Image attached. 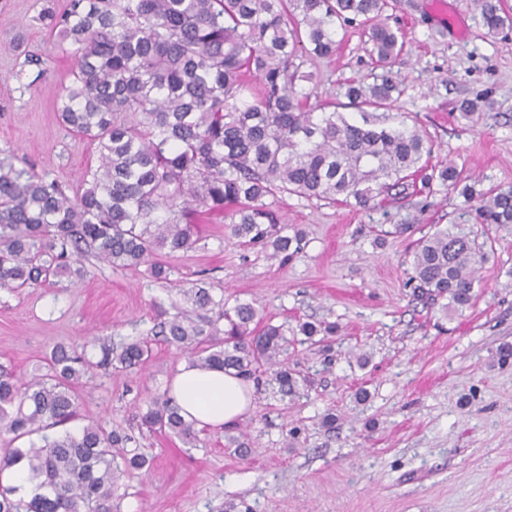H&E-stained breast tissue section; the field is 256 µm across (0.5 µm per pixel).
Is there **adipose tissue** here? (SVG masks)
<instances>
[{
    "label": "adipose tissue",
    "instance_id": "1",
    "mask_svg": "<svg viewBox=\"0 0 512 512\" xmlns=\"http://www.w3.org/2000/svg\"><path fill=\"white\" fill-rule=\"evenodd\" d=\"M181 415L197 428L217 430L237 424L248 413L251 388L233 371L182 362L169 383Z\"/></svg>",
    "mask_w": 512,
    "mask_h": 512
}]
</instances>
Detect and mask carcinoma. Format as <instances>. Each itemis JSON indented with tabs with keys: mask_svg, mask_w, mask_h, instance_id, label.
Instances as JSON below:
<instances>
[{
	"mask_svg": "<svg viewBox=\"0 0 512 512\" xmlns=\"http://www.w3.org/2000/svg\"><path fill=\"white\" fill-rule=\"evenodd\" d=\"M495 34L512 26L501 0H474ZM390 0H65L37 20L71 55L72 80L57 92L60 122L86 136L99 154L86 188L69 195L31 169L0 159V288H36L80 273L88 252L112 267L150 266L157 280L169 267L159 253L193 245L199 209H231V234L270 250L283 264L304 248L303 232L286 226L264 202L277 193L370 209L384 191L418 176L433 189L457 186L450 164L431 166L432 141L418 129L384 126L400 94L383 75L348 85L345 96L362 121L311 106L305 63L336 53L337 26L368 33L375 62L392 65L404 42L386 15ZM475 219L412 241L406 285L445 308L471 304L482 265L496 252L492 231L512 226V187L481 195ZM189 308L161 322L156 335L201 366L232 369L246 379L269 375L277 393L301 397L309 380L288 361L283 327L263 320L254 302L224 307L205 283L184 290ZM310 340L337 332L303 323ZM93 363L58 344L48 372L25 383L0 367V473L24 463L37 493L0 483V512H116V474L150 460L126 448L131 438L89 422L77 433L49 435L78 416L77 386L93 367L139 371L152 355L144 338L112 345L97 336ZM150 432L196 439L197 428L168 397L140 417ZM27 439L24 445L17 444ZM226 447L251 453L246 434Z\"/></svg>",
	"mask_w": 512,
	"mask_h": 512,
	"instance_id": "obj_1",
	"label": "carcinoma"
}]
</instances>
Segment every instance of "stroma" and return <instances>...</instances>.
<instances>
[{
  "mask_svg": "<svg viewBox=\"0 0 512 512\" xmlns=\"http://www.w3.org/2000/svg\"><path fill=\"white\" fill-rule=\"evenodd\" d=\"M45 2L0 0V158L74 194L99 158L57 119L56 90L72 60L32 21ZM390 24L405 33L391 67L401 93L390 126L421 130L434 144L431 164L453 163L475 191L512 186V29L488 33L473 0H398ZM337 40L336 53L311 67V100L344 104L357 121L345 89L376 67L358 26H343ZM29 54L42 64L26 63ZM478 97L492 100L493 112L460 119L456 104ZM269 203L305 233L303 252L284 266L242 246L229 216L205 213L193 247L167 257L168 280L145 265L113 268L86 256L79 279L0 289V364L26 381L46 372L55 344L86 348L94 360L90 337L151 339L144 369L94 370L78 388L81 421L127 433L153 459L150 470L117 480L118 512H224L230 500L254 512H512V362H498L499 348L512 345V229L499 231L470 307L448 313L406 288L408 241L390 229L464 222L471 204L458 190L430 192L411 180L369 210L287 193ZM199 279L227 306L257 302L312 380L295 401L269 386L253 391L237 424L251 441L244 459L225 452L222 430H200L187 444L140 426L182 361L155 327L183 308L181 289ZM316 320L340 327L330 350L299 341V323ZM361 386L369 399L359 404ZM330 411L338 417L331 430L321 423Z\"/></svg>",
  "mask_w": 512,
  "mask_h": 512,
  "instance_id": "35a3bbf8",
  "label": "stroma"
}]
</instances>
